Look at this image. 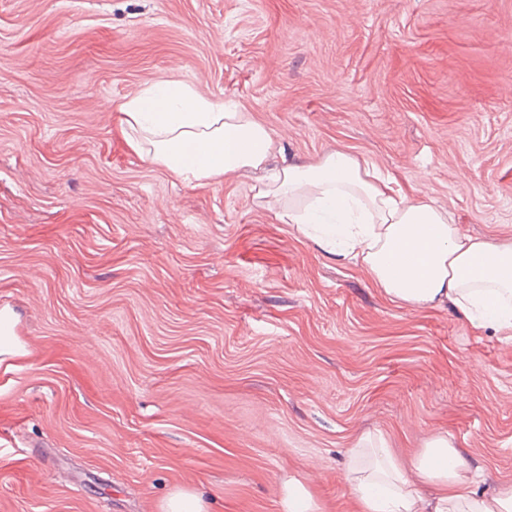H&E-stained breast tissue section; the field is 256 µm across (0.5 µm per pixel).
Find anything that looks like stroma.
<instances>
[{
    "label": "stroma",
    "instance_id": "obj_1",
    "mask_svg": "<svg viewBox=\"0 0 512 512\" xmlns=\"http://www.w3.org/2000/svg\"><path fill=\"white\" fill-rule=\"evenodd\" d=\"M160 79L272 133L197 186L131 149ZM344 151L512 241V0H0V512H355L345 451L446 435L512 485V340L411 308L282 223L266 171ZM16 321L12 312L2 310V318L0 313V362L6 359L24 357L30 353L26 344L14 332ZM311 493L298 481L289 483L282 499L283 512H320ZM162 509V512H205L200 498L187 489L171 492Z\"/></svg>",
    "mask_w": 512,
    "mask_h": 512
}]
</instances>
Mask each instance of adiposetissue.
Instances as JSON below:
<instances>
[{"label":"adipose tissue","mask_w":512,"mask_h":512,"mask_svg":"<svg viewBox=\"0 0 512 512\" xmlns=\"http://www.w3.org/2000/svg\"><path fill=\"white\" fill-rule=\"evenodd\" d=\"M120 112L128 145L187 185L262 168L275 147L252 113L181 81L154 82ZM260 196L329 254L362 264L393 300L419 308L450 299L473 327L512 339V242L464 235L448 213L392 195L360 159L341 151L282 168ZM346 458L359 512H512V486L477 494L443 435L408 465L388 448L356 446Z\"/></svg>","instance_id":"obj_1"}]
</instances>
